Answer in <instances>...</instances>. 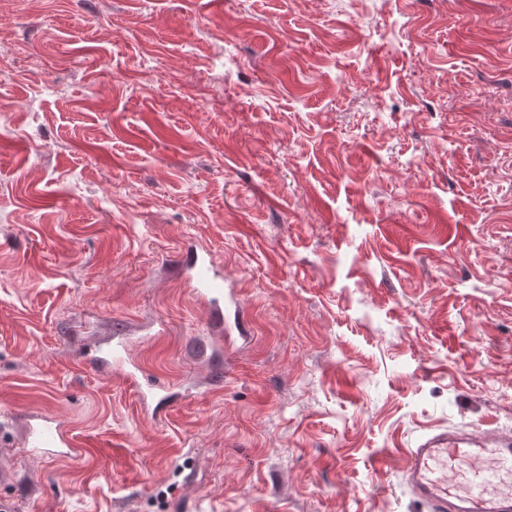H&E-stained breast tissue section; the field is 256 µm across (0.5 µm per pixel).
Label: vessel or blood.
Segmentation results:
<instances>
[{
    "label": "vessel or blood",
    "instance_id": "b4317fda",
    "mask_svg": "<svg viewBox=\"0 0 512 512\" xmlns=\"http://www.w3.org/2000/svg\"><path fill=\"white\" fill-rule=\"evenodd\" d=\"M177 260L186 285L207 309L211 328L247 337L250 326L240 300L211 251L186 242ZM29 444L48 457H69L82 447L53 419L31 428ZM405 474L431 512H512V433L448 429L428 435L409 451Z\"/></svg>",
    "mask_w": 512,
    "mask_h": 512
}]
</instances>
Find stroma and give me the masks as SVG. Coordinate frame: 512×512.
Here are the masks:
<instances>
[{
	"label": "stroma",
	"mask_w": 512,
	"mask_h": 512,
	"mask_svg": "<svg viewBox=\"0 0 512 512\" xmlns=\"http://www.w3.org/2000/svg\"><path fill=\"white\" fill-rule=\"evenodd\" d=\"M448 427L512 432V0H0L5 512H430ZM177 260L185 284L208 311L211 328L221 335L247 338L249 322L233 288H226L227 275L211 251L193 242L179 248ZM32 451L48 457H69L80 451L85 443L79 442L53 419H41L29 432Z\"/></svg>",
	"instance_id": "1"
}]
</instances>
